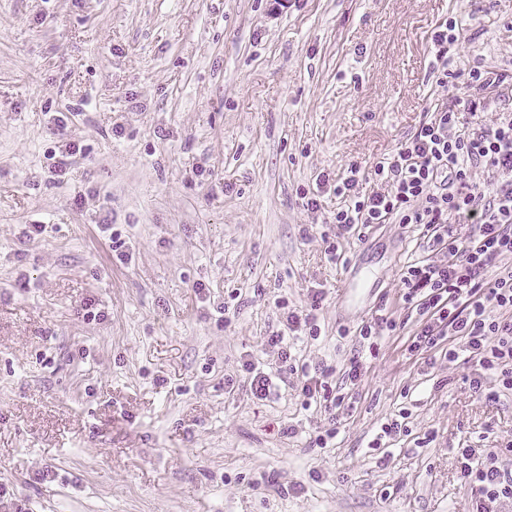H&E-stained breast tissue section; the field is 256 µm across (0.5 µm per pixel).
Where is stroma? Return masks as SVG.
Segmentation results:
<instances>
[{
  "label": "stroma",
  "instance_id": "35a3bbf8",
  "mask_svg": "<svg viewBox=\"0 0 512 512\" xmlns=\"http://www.w3.org/2000/svg\"><path fill=\"white\" fill-rule=\"evenodd\" d=\"M449 17V87L476 56L512 73V0H0V483L30 512H473L459 448L512 470V394L476 395L468 366L417 363L403 337L333 423L296 375L258 400L242 370L275 366L279 304L311 289L299 363L345 366L372 308L396 307L416 232L337 238L323 179L356 162L377 188L444 95L430 36ZM60 112L86 148L62 177ZM358 266L373 286L351 299ZM402 409L407 433L372 447Z\"/></svg>",
  "mask_w": 512,
  "mask_h": 512
}]
</instances>
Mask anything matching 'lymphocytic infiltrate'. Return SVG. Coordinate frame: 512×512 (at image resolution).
Masks as SVG:
<instances>
[{
	"mask_svg": "<svg viewBox=\"0 0 512 512\" xmlns=\"http://www.w3.org/2000/svg\"><path fill=\"white\" fill-rule=\"evenodd\" d=\"M505 81L473 59L463 73L465 95L436 103L398 150L376 163L381 190L357 192L360 169L348 166L334 187L340 204L332 217L342 236L399 224L415 226L424 241L401 273L403 317L382 305L357 328L370 355L379 338L407 330L409 357L471 365L470 388L489 398L512 392V110L498 99ZM464 112L469 120H461ZM324 299L323 289H312L308 307L284 312L266 343L277 351L280 372L297 370L304 406L335 418L353 411L366 359L350 358L341 371L322 361L296 367L284 345L290 335L319 336ZM460 469L478 495L476 512H500L512 499V475L496 452L461 449Z\"/></svg>",
	"mask_w": 512,
	"mask_h": 512,
	"instance_id": "f902f5d3",
	"label": "lymphocytic infiltrate"
}]
</instances>
